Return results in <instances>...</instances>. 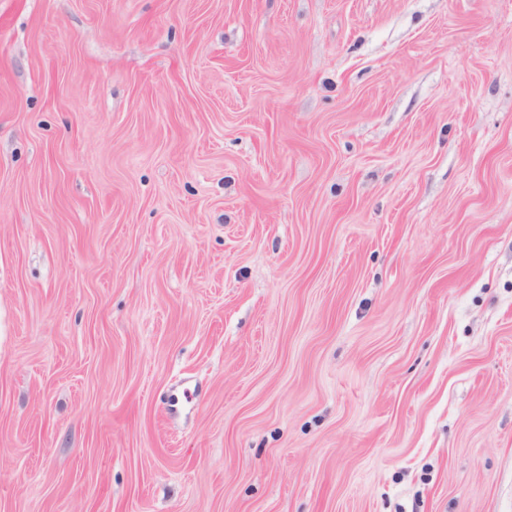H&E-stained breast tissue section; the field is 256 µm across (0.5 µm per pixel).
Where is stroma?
Returning <instances> with one entry per match:
<instances>
[{
    "label": "stroma",
    "mask_w": 512,
    "mask_h": 512,
    "mask_svg": "<svg viewBox=\"0 0 512 512\" xmlns=\"http://www.w3.org/2000/svg\"><path fill=\"white\" fill-rule=\"evenodd\" d=\"M0 512H512V0H0Z\"/></svg>",
    "instance_id": "stroma-1"
}]
</instances>
